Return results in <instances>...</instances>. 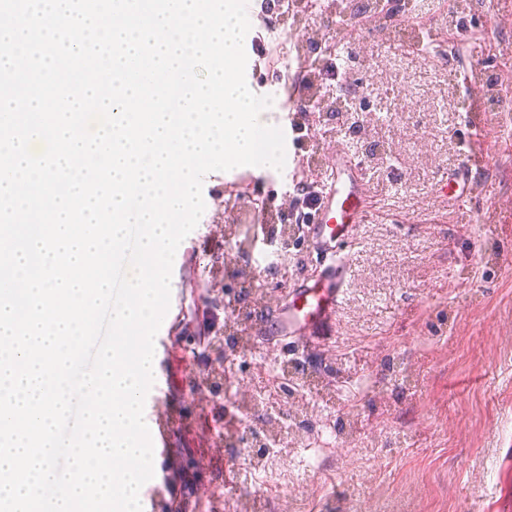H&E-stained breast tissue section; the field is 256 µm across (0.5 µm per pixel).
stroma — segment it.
Listing matches in <instances>:
<instances>
[{"mask_svg":"<svg viewBox=\"0 0 512 512\" xmlns=\"http://www.w3.org/2000/svg\"><path fill=\"white\" fill-rule=\"evenodd\" d=\"M413 1L410 16L406 0H390L383 30L355 18L365 0H352L339 19L316 6L293 35L280 0H249V85L273 99L261 119L287 133L298 112L311 132L302 149L287 145L283 170L203 179L205 210L177 249L155 338L167 375L162 412L176 435L152 477L164 496H144L143 512H212L213 499L247 495L242 480H227L239 449L216 445L224 395L198 402L189 394L191 379L207 377V348L224 327L223 309L205 299L220 288L246 297L255 287L270 315L294 280L314 278L307 241L275 235L243 250L226 227L253 224L263 208L273 216L300 207L340 141L365 161L368 187L390 216L361 225L336 321L308 335L320 369L343 360L353 377L335 412L311 405V444L286 460L309 458L313 467L272 494V510L303 498L317 512H339L354 498L364 512H512V13L501 0H484L478 12L458 9V0ZM424 24L435 26L436 42L447 43L452 28L469 42L450 57L407 51L401 32ZM338 65L360 91L339 114L335 81L313 77ZM467 79L496 83L498 92L472 103ZM475 110L492 152L475 173L479 196L455 204L434 186L459 167ZM490 203L499 211L493 225L484 219ZM411 368L421 381L410 395L393 377ZM351 410L362 423L357 440L326 445L322 425Z\"/></svg>","mask_w":512,"mask_h":512,"instance_id":"obj_1","label":"stroma"}]
</instances>
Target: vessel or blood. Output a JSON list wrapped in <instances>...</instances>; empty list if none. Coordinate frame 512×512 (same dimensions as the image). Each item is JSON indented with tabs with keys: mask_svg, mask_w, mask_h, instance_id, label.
Segmentation results:
<instances>
[{
	"mask_svg": "<svg viewBox=\"0 0 512 512\" xmlns=\"http://www.w3.org/2000/svg\"><path fill=\"white\" fill-rule=\"evenodd\" d=\"M468 163L441 176L437 191L450 186L461 189V198L477 196V186ZM319 204L301 234L319 260L316 279H299L288 290L283 309L270 318L255 322L256 335L277 332L296 337L318 323L333 320L345 293L349 274L348 247L360 224L366 223L374 204L366 185V167L362 159L344 143H337L331 159L330 176L317 190Z\"/></svg>",
	"mask_w": 512,
	"mask_h": 512,
	"instance_id": "b4317fda",
	"label": "vessel or blood"
}]
</instances>
